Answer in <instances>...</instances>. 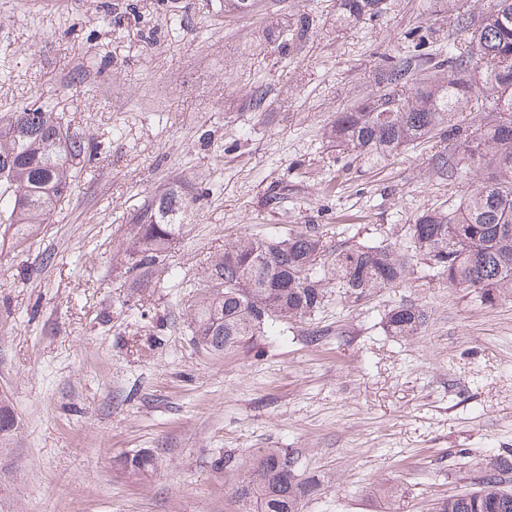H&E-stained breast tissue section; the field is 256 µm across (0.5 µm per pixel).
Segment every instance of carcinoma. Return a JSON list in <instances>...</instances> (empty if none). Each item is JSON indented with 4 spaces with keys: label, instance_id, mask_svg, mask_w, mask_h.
Listing matches in <instances>:
<instances>
[{
    "label": "carcinoma",
    "instance_id": "cac0c4a2",
    "mask_svg": "<svg viewBox=\"0 0 512 512\" xmlns=\"http://www.w3.org/2000/svg\"><path fill=\"white\" fill-rule=\"evenodd\" d=\"M386 10V0H336L334 23L344 27ZM448 12L455 16L453 36L430 28L413 53L386 58L375 72L376 90L336 113L326 139L368 165L431 139L440 144L431 158L434 176L478 172L480 182L451 207L417 216L404 245L341 244L328 257L322 236L307 227L280 238L226 240L210 257L207 284L195 295L198 344L222 354L279 322L308 320L332 282L357 301L396 286L415 254L448 284L476 292L486 304L512 292V0H492L482 13L448 0ZM310 29L306 18L272 20L267 35L300 49ZM479 97L485 110L471 124L467 116ZM89 155L88 142L51 101L0 115V224L14 229L18 243L69 202L72 177ZM195 201L190 188L177 184L147 198L116 259L130 271L162 265L185 233L184 214ZM426 317L421 307L402 303L386 314V331L411 338ZM13 428L12 411L0 405L1 443ZM220 463L237 473L232 512H302L303 501L319 490L299 474L297 457L286 448H257L240 461L226 456ZM114 465L139 476L155 462L136 453ZM478 465L480 495L441 498L434 512H512V454Z\"/></svg>",
    "mask_w": 512,
    "mask_h": 512
}]
</instances>
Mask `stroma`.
<instances>
[{
    "label": "stroma",
    "instance_id": "stroma-1",
    "mask_svg": "<svg viewBox=\"0 0 512 512\" xmlns=\"http://www.w3.org/2000/svg\"><path fill=\"white\" fill-rule=\"evenodd\" d=\"M335 5L0 0V113L54 100L93 145L34 237L16 247L0 226V403L15 417L0 512H230L236 476L214 461L256 448L293 449L318 482L303 512H432L474 489L479 461L512 452V297L485 305L424 257L360 301L329 288L311 319L247 347L217 354L192 336V294L226 239L307 225L330 249L403 244L417 215L479 181L431 177V142L377 167L330 147L326 128L385 56L453 26L440 0H389L344 29ZM276 8L312 19L300 52L268 39ZM259 83L271 92L248 109ZM175 179L197 201L141 298L112 257L134 210ZM401 303L427 313L407 340L383 326ZM140 452L153 471L114 468Z\"/></svg>",
    "mask_w": 512,
    "mask_h": 512
}]
</instances>
